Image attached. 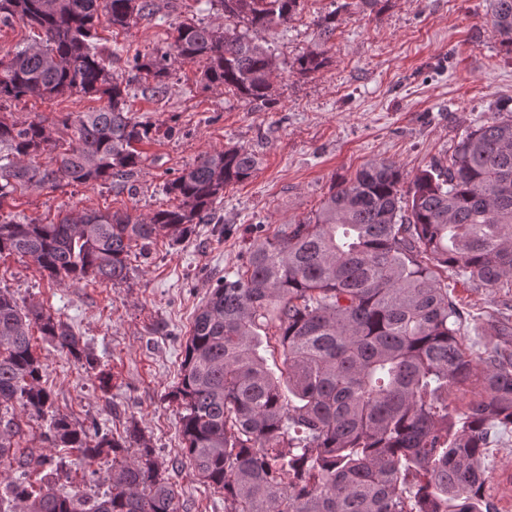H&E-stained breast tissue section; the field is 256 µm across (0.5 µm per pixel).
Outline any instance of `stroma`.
I'll return each instance as SVG.
<instances>
[{"instance_id": "35a3bbf8", "label": "stroma", "mask_w": 512, "mask_h": 512, "mask_svg": "<svg viewBox=\"0 0 512 512\" xmlns=\"http://www.w3.org/2000/svg\"><path fill=\"white\" fill-rule=\"evenodd\" d=\"M156 15L117 31L101 23L108 46L128 52L164 47L188 20L223 26L210 0H155ZM332 0H302L288 24L262 33L277 63L271 108H256L225 88L206 86L201 63H177L165 93L139 92L133 112L150 120L137 146L142 163L123 183L17 190L0 204V222L42 224L83 211L148 216L174 206L166 181L199 158L229 147L253 152L258 166L225 187L220 221L200 224L181 242L160 234L132 243L129 274L115 284L55 282L27 258L0 257V290L19 304H38L69 323L89 354L76 359L33 334L41 385L55 409L77 426L98 425L115 438L138 430L185 512H228L224 496L204 484L186 460L180 433L184 408L172 393L197 310L224 277L245 263L251 240L284 224L312 219L334 184L366 164L395 162L405 178L452 152L471 126L498 108L512 110V51L493 25L486 0H374L338 12L329 43L319 24ZM321 52L325 64L302 74L298 57ZM84 96L18 104L15 114L41 116L54 135L56 118L89 112ZM448 292L469 317L460 333L473 355L493 347L490 314L502 311L508 288H481L449 271ZM108 376L101 385L100 376ZM484 460L485 496L493 512H512V428L499 430Z\"/></svg>"}]
</instances>
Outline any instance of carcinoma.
<instances>
[{
	"instance_id": "cac0c4a2",
	"label": "carcinoma",
	"mask_w": 512,
	"mask_h": 512,
	"mask_svg": "<svg viewBox=\"0 0 512 512\" xmlns=\"http://www.w3.org/2000/svg\"><path fill=\"white\" fill-rule=\"evenodd\" d=\"M211 2L224 28L180 24L166 48L135 52L120 81L116 52L94 42L96 26L104 17L127 29L154 13L155 0H0L1 23L17 19L44 35L0 58V107L29 97L103 101L57 121L68 141L39 117L0 113V205L19 188L130 176L142 163L135 144L154 128L130 110L132 87L166 92L176 63L202 61L206 85L271 106L275 56L249 32L287 24L301 0ZM344 8L320 25L323 42ZM490 9L512 46V0H490ZM43 154L51 164L37 162ZM257 165L241 147L207 155L164 184L178 204L146 218L117 210L1 222L0 256L27 257L55 281H122L131 243L162 231L178 240L209 223L224 187ZM402 179L396 163L380 161L342 181L313 219L253 240L247 264L195 314L173 396L185 411L184 455L230 512H490L483 463L491 428L512 427V320L497 321L486 356H472L460 336L465 312L442 275L456 269L482 288H512V110L467 131L404 193ZM34 328L85 354L67 323L0 290V410L49 417L48 442L78 464L125 451L52 409ZM275 353L276 371L267 364ZM467 385L473 398L450 411L448 391ZM0 424V466L18 472L0 481V512H179L151 448L112 469L104 494L71 493L56 488L69 476L65 457L17 455L19 424ZM52 461L34 484L31 470Z\"/></svg>"
}]
</instances>
